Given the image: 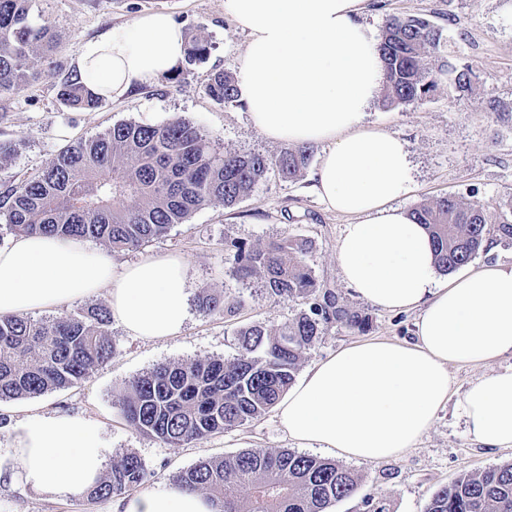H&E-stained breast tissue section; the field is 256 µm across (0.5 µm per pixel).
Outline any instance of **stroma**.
Masks as SVG:
<instances>
[{
  "mask_svg": "<svg viewBox=\"0 0 512 512\" xmlns=\"http://www.w3.org/2000/svg\"><path fill=\"white\" fill-rule=\"evenodd\" d=\"M163 11L186 34L205 36L211 44L203 61L181 63L179 71L160 75L120 97H103L92 110L75 111L61 101V79L76 68L82 44L108 28ZM31 16L45 19L57 40L46 59L35 62L33 78L23 91L0 95V141L15 153L0 165V192L39 172L72 142L91 137L121 122L161 125L185 116L221 148L238 153L278 154L280 144L258 133L244 104H219L204 92L211 75L239 74L246 33L224 14V0H33ZM422 18L439 27L447 42L449 65L471 67L479 98L460 96L447 86L428 99L387 108L373 101L366 123L403 139L412 161L413 189L399 201L404 210L443 195L492 203L512 194V122L495 116L489 100L512 105V0H368L361 15L375 35L390 17ZM312 164L296 180L269 171L249 196L232 206L216 203L174 225L140 249L117 253L120 261L142 255H179L185 262L188 320L176 336L144 340L110 324L116 354L77 384L35 398L0 401V455L12 448L11 426L31 412L79 415L100 431L111 456L135 453L146 469L143 490L172 485V477L206 457L247 448L294 449L281 431L275 411L243 426L215 433L177 448L142 435L121 414L126 384L155 365L205 357L231 359L241 348L238 330L251 323L277 326L297 314L298 301L269 296L259 280H240L228 260L234 245L256 247L286 236L311 240L309 263L324 290L350 310L368 317L366 331L330 326L305 351L300 368L363 339L409 341L415 312H391L361 299L343 281L336 242L346 224L316 196L313 184L323 148L311 146ZM206 295L242 300L241 308L210 314L201 306ZM485 367H450L451 396L433 426L402 457L380 462L347 460L362 476L354 496L334 512H362L364 496L383 501L389 512H425L433 494L462 474L512 462V449L490 452L471 442L458 402ZM115 499L95 502L86 496L55 498L26 487L21 480L0 485V512H113Z\"/></svg>",
  "mask_w": 512,
  "mask_h": 512,
  "instance_id": "1",
  "label": "stroma"
}]
</instances>
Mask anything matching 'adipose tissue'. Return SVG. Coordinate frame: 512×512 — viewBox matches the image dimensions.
<instances>
[{"label": "adipose tissue", "instance_id": "1", "mask_svg": "<svg viewBox=\"0 0 512 512\" xmlns=\"http://www.w3.org/2000/svg\"><path fill=\"white\" fill-rule=\"evenodd\" d=\"M365 0H224L248 36L237 76L253 127L288 146L323 145L316 191L348 217L336 243L343 280L389 311H413L414 341L366 339L315 363L279 402L283 433L304 447L381 461L404 455L448 403L452 365L483 366L512 356V264L439 279L431 238L398 201L412 189L399 137L366 127L383 81ZM186 35L155 12L84 42L81 79L121 95L171 69ZM108 289L112 318L130 335H179L188 318L183 261L145 256L118 263L111 252L62 236L18 234L0 249V315L63 310ZM470 440L512 447V366L470 385L459 402ZM13 454L0 477L22 479L57 498L101 479L109 453L97 428L77 415L31 413L11 428ZM115 512H215L176 486L122 498Z\"/></svg>", "mask_w": 512, "mask_h": 512}]
</instances>
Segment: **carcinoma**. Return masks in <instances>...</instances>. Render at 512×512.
Masks as SVG:
<instances>
[{
	"mask_svg": "<svg viewBox=\"0 0 512 512\" xmlns=\"http://www.w3.org/2000/svg\"><path fill=\"white\" fill-rule=\"evenodd\" d=\"M32 0H0V94L26 85L30 63L45 54L54 34L31 18ZM440 29L419 18L392 17L379 44L384 66L381 102L412 104L437 91L444 74ZM210 44L188 40L186 61L204 60ZM455 88L474 93L473 72L452 70ZM205 93L222 104L240 101L236 79L215 73ZM59 96L74 110L98 107L101 97L78 75L63 78ZM311 160L306 147L276 156L220 152L190 120L160 126L119 123L58 153L34 177L0 195L12 234H58L96 239L114 252L132 251L214 203L232 205L250 195L274 169L295 179ZM410 216L434 243L436 269L450 274L476 257L490 232L512 242V198L495 207L440 196ZM312 242L285 237L265 246H235L233 272L256 278L280 299L306 308L278 327L254 323L237 333L242 353L165 363L132 380L121 412L136 431L179 447L251 422L273 407L295 381L306 348L334 323L363 331L365 317L320 291L308 263ZM241 305L208 295L210 313ZM110 312L94 308L50 322L0 316V401L39 397L90 376L116 353ZM133 454L112 461L107 476L87 491L90 501L133 491L145 478ZM174 485L209 496L218 512H332L352 497L361 475L334 460L272 448H247L204 459L179 472ZM426 512H512V463L466 473L432 496Z\"/></svg>",
	"mask_w": 512,
	"mask_h": 512,
	"instance_id": "obj_1",
	"label": "carcinoma"
}]
</instances>
